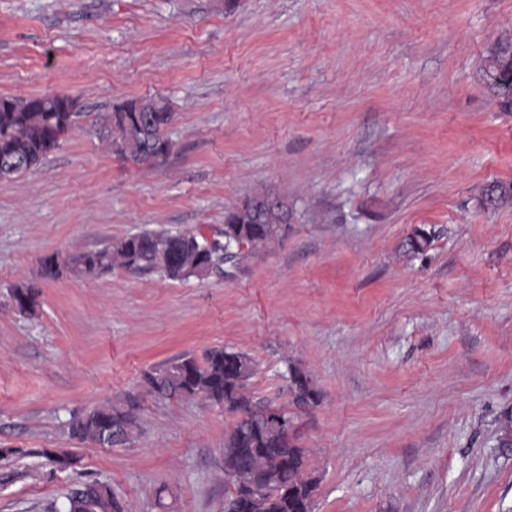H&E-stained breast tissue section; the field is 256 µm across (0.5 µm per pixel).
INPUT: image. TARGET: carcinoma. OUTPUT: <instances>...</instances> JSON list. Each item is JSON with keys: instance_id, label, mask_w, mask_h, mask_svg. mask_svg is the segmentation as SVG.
Wrapping results in <instances>:
<instances>
[{"instance_id": "1", "label": "carcinoma", "mask_w": 512, "mask_h": 512, "mask_svg": "<svg viewBox=\"0 0 512 512\" xmlns=\"http://www.w3.org/2000/svg\"><path fill=\"white\" fill-rule=\"evenodd\" d=\"M507 73L512 74V42L496 45L486 68L498 105L512 112V97L504 94L500 80ZM80 117L76 99L68 95L0 97V156L22 153L41 161L58 148ZM173 120L174 112L164 99H133L100 117L97 134L132 161L156 164L172 150L168 130ZM287 233L286 224L252 223L243 205L226 215L222 243L199 231L144 230L65 262L57 253L48 254L40 259L39 276L55 280L68 272L94 279L122 267L157 271L173 281H202L226 262L273 248ZM430 242V234L418 229L407 238L405 248L421 253ZM37 296L31 283L12 288L13 306L24 315L36 313ZM255 371L249 354L218 346L206 350L200 361L181 357L156 367L145 380L154 394L169 390L180 399L197 398L239 415L224 438V477L232 487L224 512H313L316 480L307 476L304 450L285 434L284 423L292 417L281 407L254 401L246 392ZM287 381L295 405L318 403V390L299 368L288 367ZM111 426L119 428L128 443L139 435L141 426L130 400H110L72 418L68 435L96 443L102 430ZM84 487L92 489L90 500L77 488L65 496L63 512H124L109 484L95 481Z\"/></svg>"}]
</instances>
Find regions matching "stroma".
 <instances>
[{"label":"stroma","mask_w":512,"mask_h":512,"mask_svg":"<svg viewBox=\"0 0 512 512\" xmlns=\"http://www.w3.org/2000/svg\"><path fill=\"white\" fill-rule=\"evenodd\" d=\"M498 41L512 0H0V97L66 94L81 113L0 180V512L91 481L125 512H224L236 415L145 383L214 346L248 353L249 395L293 414L314 512H512V195L485 204L512 188V112L484 79ZM150 96L174 112L155 167L95 130ZM257 192L287 207L288 236L223 274L65 275L35 315L11 304L47 254L156 228L220 240ZM419 228L430 245L405 252ZM291 365L318 405H293ZM129 396L132 442L69 438Z\"/></svg>","instance_id":"stroma-1"}]
</instances>
